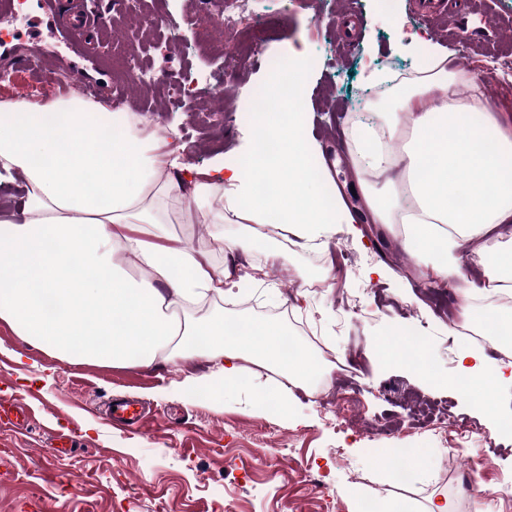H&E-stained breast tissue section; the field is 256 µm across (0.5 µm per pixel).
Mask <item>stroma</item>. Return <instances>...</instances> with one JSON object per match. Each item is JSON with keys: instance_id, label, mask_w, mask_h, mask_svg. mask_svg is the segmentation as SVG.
<instances>
[{"instance_id": "obj_1", "label": "stroma", "mask_w": 512, "mask_h": 512, "mask_svg": "<svg viewBox=\"0 0 512 512\" xmlns=\"http://www.w3.org/2000/svg\"><path fill=\"white\" fill-rule=\"evenodd\" d=\"M219 0H127L110 9L106 22L84 36V48L102 56L103 68L124 86L126 111L148 106L142 130L163 126L178 134L183 162L207 167L216 155L231 163L253 141V122L240 111L265 80L264 70L243 72L225 64L227 52L241 49L233 20L225 22L223 48L201 50L198 25ZM274 10L269 49L315 56L303 92V139L319 153L331 193L346 212L327 247H289L283 235L251 240L247 252L216 256L228 270H262V285L250 289L258 307L274 321L307 318L314 334L332 352L360 367L355 382L325 386L316 399L294 398L289 416L252 409V392L272 376L271 367L249 362L240 384L210 401L188 398L179 389L187 373L214 371L200 359L191 366L157 359L148 366L112 367L67 363L28 344L0 322V400L23 407L21 428L0 430V512H420L429 497H446L451 512H512V498L499 494L512 485V434H492L496 421L512 420V381L502 380L494 399L463 401L456 390L458 342L448 334V316L432 304V291L446 288L462 304L483 271L465 278H437L426 259L405 251L383 225L364 219L365 207L353 186L357 176L348 152V134L357 110L379 121L378 106L389 94L377 74L407 77L427 67L426 51L406 45L432 43L469 60L470 72L491 83L494 114L512 122V76H496L493 58L512 55V0H479L468 18L447 13L419 19L418 0H400L398 22H390L380 0H359L350 15L348 0H259L256 11ZM109 55H102V48ZM137 53L148 67L169 57L173 81L225 78L224 110L202 122L198 113L160 105L158 95L127 85L123 61ZM22 95L45 103L57 98L56 76L15 66L0 79V100ZM385 276L371 274L375 265ZM325 278L321 288L312 280ZM275 285L277 299L265 287ZM421 327L425 357L438 382L426 380L406 362L385 361L373 348L391 328ZM27 367L18 369L16 355ZM131 396L151 410L139 430L111 426L103 409L109 400ZM452 402V413L476 421L491 438L489 457L467 450V465L441 459L444 430L413 427L407 421L411 397ZM355 398L372 415L365 431L338 432L333 403ZM421 449L427 466L421 476L402 480L400 447ZM320 485H313V477ZM485 489L472 496L469 487Z\"/></svg>"}]
</instances>
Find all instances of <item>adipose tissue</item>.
<instances>
[{"label":"adipose tissue","instance_id":"obj_1","mask_svg":"<svg viewBox=\"0 0 512 512\" xmlns=\"http://www.w3.org/2000/svg\"><path fill=\"white\" fill-rule=\"evenodd\" d=\"M284 76L292 95L256 116L265 148L191 171L176 147L104 104L1 101L0 183L22 178L25 194L18 210L0 209V321L68 362L204 358L218 363L228 389L246 358L310 374L307 357L283 361L281 325L251 318L232 335L223 315H199L225 294L214 253L247 246L225 225L276 226L304 248L326 245L336 231V205L299 135L303 65L290 62ZM462 80L478 84L431 52L422 76L398 83L380 126L352 129L349 153L372 223L401 225L404 248L427 257L439 278L465 277L469 261L483 267L485 286L461 307L471 317L473 298L512 295V238L487 239L494 225L512 222V133L493 112L449 99ZM394 169L403 183L375 190L371 175ZM197 221L210 227L211 252L169 230Z\"/></svg>","mask_w":512,"mask_h":512}]
</instances>
